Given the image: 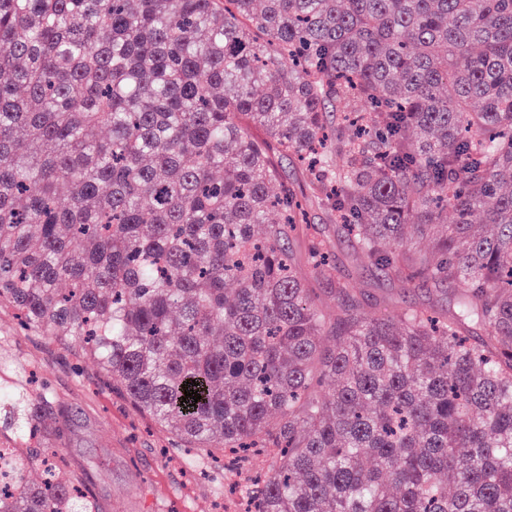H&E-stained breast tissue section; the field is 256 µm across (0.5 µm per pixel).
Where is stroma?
Wrapping results in <instances>:
<instances>
[{
	"instance_id": "obj_1",
	"label": "stroma",
	"mask_w": 512,
	"mask_h": 512,
	"mask_svg": "<svg viewBox=\"0 0 512 512\" xmlns=\"http://www.w3.org/2000/svg\"><path fill=\"white\" fill-rule=\"evenodd\" d=\"M281 179L305 200L309 175L297 159H283ZM314 238L330 243L333 263L366 314H394L406 307L440 313L455 303L453 289L411 288L357 261L335 212L305 200L303 222L289 248L324 306H335L338 294L303 260ZM21 389L50 394L38 447L58 449L68 466L84 471L86 492L110 504L112 512H219L224 503L220 470L200 477L182 449L169 448L164 432L98 382L90 361L46 337L22 333L11 315L0 313V393Z\"/></svg>"
}]
</instances>
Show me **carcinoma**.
<instances>
[{
  "label": "carcinoma",
  "instance_id": "obj_1",
  "mask_svg": "<svg viewBox=\"0 0 512 512\" xmlns=\"http://www.w3.org/2000/svg\"><path fill=\"white\" fill-rule=\"evenodd\" d=\"M290 153L453 310L365 314L315 239L324 309ZM5 309L178 447L273 449L254 512H512V0H0ZM13 454L0 512H112Z\"/></svg>",
  "mask_w": 512,
  "mask_h": 512
}]
</instances>
